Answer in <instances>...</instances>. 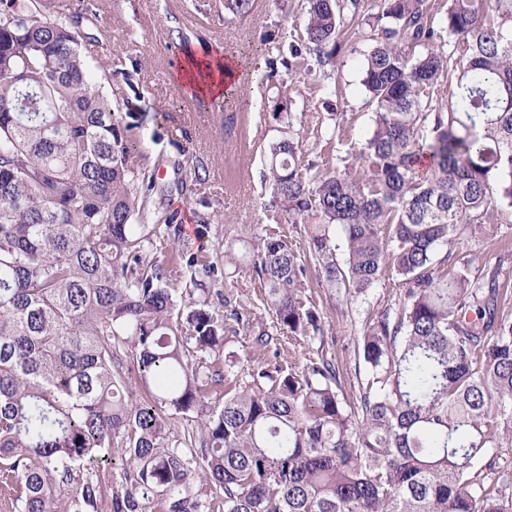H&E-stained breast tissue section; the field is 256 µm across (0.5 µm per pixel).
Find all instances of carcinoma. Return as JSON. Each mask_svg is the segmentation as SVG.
Segmentation results:
<instances>
[{
  "label": "carcinoma",
  "instance_id": "cac0c4a2",
  "mask_svg": "<svg viewBox=\"0 0 512 512\" xmlns=\"http://www.w3.org/2000/svg\"><path fill=\"white\" fill-rule=\"evenodd\" d=\"M225 8L245 18L253 0ZM304 9L325 78L341 36L369 28L373 129L331 168L304 163L289 135L270 145L275 223L303 235L272 228L245 245L268 329L205 288L209 256L174 244L202 292L182 306L172 269L147 258L173 217L150 208L157 170L87 66L92 0H0V481L13 512H199L202 482L224 512H512L498 451L512 441V277L504 259L456 249L512 208V0H448L439 19L429 0ZM387 274L405 288L396 312L366 317L371 378L349 398L307 291L314 279L348 305ZM242 332L263 353L319 347L258 369L190 358L188 344L218 358ZM177 414L196 415L200 436L173 435Z\"/></svg>",
  "mask_w": 512,
  "mask_h": 512
}]
</instances>
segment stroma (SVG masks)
<instances>
[{"instance_id": "stroma-1", "label": "stroma", "mask_w": 512, "mask_h": 512, "mask_svg": "<svg viewBox=\"0 0 512 512\" xmlns=\"http://www.w3.org/2000/svg\"><path fill=\"white\" fill-rule=\"evenodd\" d=\"M98 14L96 41L87 51L94 74L103 69L126 72L140 93L133 108L122 109L124 122L138 125L144 164L158 171L154 207L176 212L177 223L161 228L149 249L159 264L172 260L171 244L177 232L193 228L188 246H203L210 258L233 249L240 260L227 266L211 288L234 295L245 309L259 302L252 282L245 242L273 227L268 208L271 188L264 180L269 146L280 137L274 114L280 99H287L300 132L303 160L328 161L330 154L344 156L350 147L368 138L373 109L361 84L367 38L346 39L341 67L332 78L337 94H329L318 74L309 72L307 56L290 58L288 67L278 65L277 42L299 38L305 26L302 0H254L245 19L224 8V0H94ZM246 64L248 73L234 88L224 108L210 99L191 98L175 80L177 51L202 54L213 45ZM168 115L156 125L153 115ZM342 113L335 152H328L318 129L327 127L328 115ZM201 164L203 181H189L185 171ZM222 223H213V216ZM465 250L488 256H504L512 271V211L503 210L494 238L471 237L462 241ZM400 282L381 278L347 312H337L329 289L312 288L311 296L332 334L329 349L344 364L348 383L366 379L368 368L355 353L367 311L397 309Z\"/></svg>"}]
</instances>
